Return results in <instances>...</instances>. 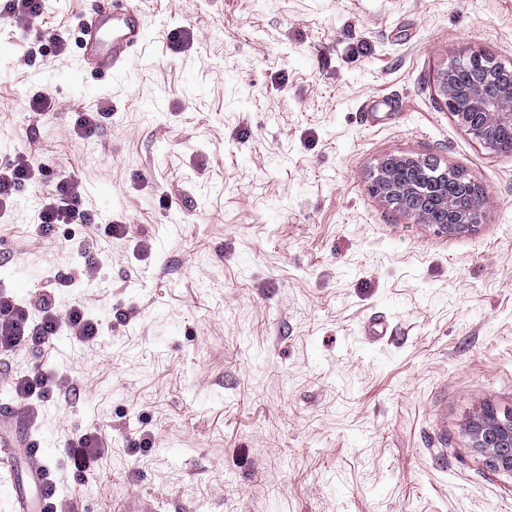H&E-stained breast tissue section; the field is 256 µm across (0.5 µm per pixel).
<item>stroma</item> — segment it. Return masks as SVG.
<instances>
[{
	"label": "stroma",
	"mask_w": 512,
	"mask_h": 512,
	"mask_svg": "<svg viewBox=\"0 0 512 512\" xmlns=\"http://www.w3.org/2000/svg\"><path fill=\"white\" fill-rule=\"evenodd\" d=\"M87 3L0 29V161L46 172L0 218V291L82 304L102 329L92 348L64 332L52 353L0 357L6 393L35 370L72 378L37 425L64 503L512 512V477L465 431L512 410V154L437 88L474 53L512 67V0H140L145 46L105 85L76 68ZM52 36L67 53H41ZM85 106L103 118L80 138ZM392 155L481 185L482 223L451 236L373 194ZM62 173L125 233L85 227L86 253L37 236ZM94 428L110 452L84 479L65 442Z\"/></svg>",
	"instance_id": "obj_1"
}]
</instances>
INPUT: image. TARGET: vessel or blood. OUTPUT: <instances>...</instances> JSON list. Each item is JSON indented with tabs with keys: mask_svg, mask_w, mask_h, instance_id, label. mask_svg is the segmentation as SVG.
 <instances>
[{
	"mask_svg": "<svg viewBox=\"0 0 512 512\" xmlns=\"http://www.w3.org/2000/svg\"><path fill=\"white\" fill-rule=\"evenodd\" d=\"M83 44L77 63L83 73L100 78L120 74L145 41L141 11L137 0H91L81 23ZM21 411L12 402L0 403V463L9 461L16 440L10 427ZM29 459V482L9 481L0 486L14 504V512H31V494H42L47 467L42 439L31 438L24 444Z\"/></svg>",
	"mask_w": 512,
	"mask_h": 512,
	"instance_id": "1",
	"label": "vessel or blood"
}]
</instances>
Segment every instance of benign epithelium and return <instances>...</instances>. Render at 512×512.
<instances>
[{"label": "benign epithelium", "mask_w": 512, "mask_h": 512, "mask_svg": "<svg viewBox=\"0 0 512 512\" xmlns=\"http://www.w3.org/2000/svg\"><path fill=\"white\" fill-rule=\"evenodd\" d=\"M438 90L453 120L486 148L512 154V141L505 144L494 138L502 126L512 128V72L498 77L478 74L466 82L458 81L453 68L440 72ZM415 162L412 157L394 156L383 161L378 179L381 196L400 211L423 224H430L448 235L471 231L481 223L490 203L489 196L476 182L470 208H460L457 199L446 195L421 196L410 184L400 181L397 172ZM466 430L473 448L495 470L512 476V411L501 417L484 408L469 418Z\"/></svg>", "instance_id": "1"}]
</instances>
